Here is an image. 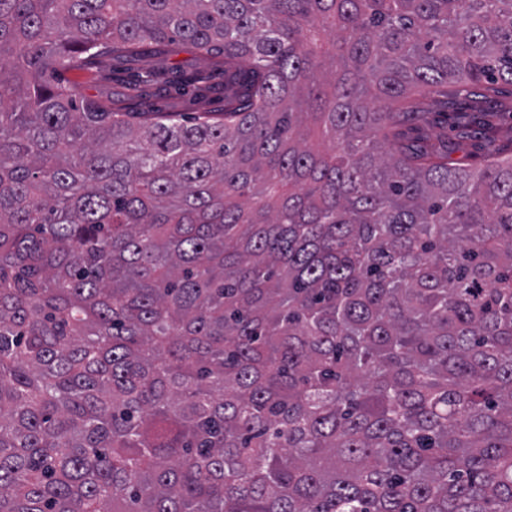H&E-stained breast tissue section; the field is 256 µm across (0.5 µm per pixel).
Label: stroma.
Returning <instances> with one entry per match:
<instances>
[{
  "label": "stroma",
  "instance_id": "35a3bbf8",
  "mask_svg": "<svg viewBox=\"0 0 512 512\" xmlns=\"http://www.w3.org/2000/svg\"><path fill=\"white\" fill-rule=\"evenodd\" d=\"M164 71L181 79L186 89L175 93L162 83L143 81L145 72ZM66 79L88 98L124 109L136 102L145 112H196L198 95H205L207 109L218 112L224 107V75L213 71L209 58L191 46L177 43L169 55L157 57L143 52L136 58L102 57L92 69L66 72Z\"/></svg>",
  "mask_w": 512,
  "mask_h": 512
}]
</instances>
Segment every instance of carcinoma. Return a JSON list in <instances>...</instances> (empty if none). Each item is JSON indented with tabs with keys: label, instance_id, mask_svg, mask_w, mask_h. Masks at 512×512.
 <instances>
[{
	"label": "carcinoma",
	"instance_id": "carcinoma-1",
	"mask_svg": "<svg viewBox=\"0 0 512 512\" xmlns=\"http://www.w3.org/2000/svg\"><path fill=\"white\" fill-rule=\"evenodd\" d=\"M176 41L223 112L51 81ZM502 84L512 0H0V512H512Z\"/></svg>",
	"mask_w": 512,
	"mask_h": 512
}]
</instances>
